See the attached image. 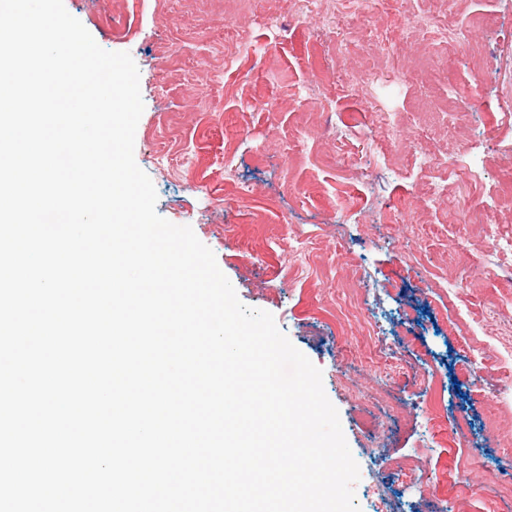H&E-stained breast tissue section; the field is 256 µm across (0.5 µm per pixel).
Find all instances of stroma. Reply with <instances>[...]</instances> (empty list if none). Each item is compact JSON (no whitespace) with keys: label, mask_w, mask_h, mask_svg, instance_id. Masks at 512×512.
<instances>
[{"label":"stroma","mask_w":512,"mask_h":512,"mask_svg":"<svg viewBox=\"0 0 512 512\" xmlns=\"http://www.w3.org/2000/svg\"><path fill=\"white\" fill-rule=\"evenodd\" d=\"M96 43L130 53L144 111L134 157L152 179L156 209L191 226L246 306L279 329L323 373L325 392L359 465L360 512H512V447L485 427L490 404L512 385L485 369L487 344L512 325L484 324L512 297L498 245L452 205L424 196L429 178L380 163L368 121L346 87L366 71L397 72L369 91L398 116L399 155L420 143L438 157L475 162L484 217L512 238V0H64ZM447 12L468 42L430 38L422 16ZM342 30L331 36L327 15ZM234 35L225 38V25ZM488 71L476 77L468 43ZM469 89L471 135L429 126L448 92ZM353 154L364 173L340 168ZM436 413L443 435L433 433ZM451 466L458 496L401 479L404 460ZM480 460L484 487L470 471Z\"/></svg>","instance_id":"35a3bbf8"}]
</instances>
